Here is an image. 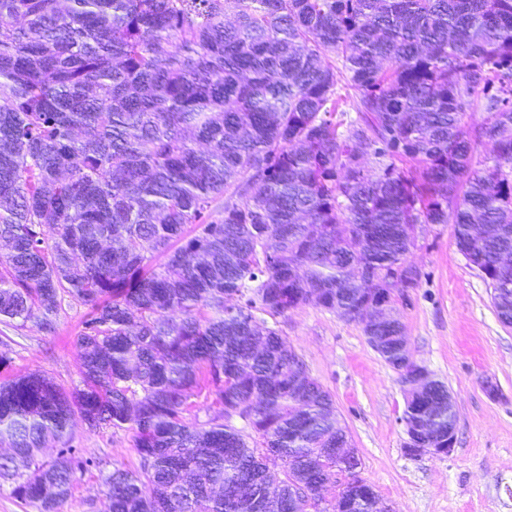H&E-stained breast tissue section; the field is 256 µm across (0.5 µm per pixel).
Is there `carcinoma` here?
Instances as JSON below:
<instances>
[{
	"label": "carcinoma",
	"mask_w": 512,
	"mask_h": 512,
	"mask_svg": "<svg viewBox=\"0 0 512 512\" xmlns=\"http://www.w3.org/2000/svg\"><path fill=\"white\" fill-rule=\"evenodd\" d=\"M412 224L455 225L511 326L512 0H0V321L88 308L79 385L0 380V493L62 512L85 462L41 448L79 415L141 459L103 478L110 512L376 494L336 483L320 449L351 441L266 317L361 324ZM204 392L219 409L191 421ZM402 421L447 432V387Z\"/></svg>",
	"instance_id": "1"
}]
</instances>
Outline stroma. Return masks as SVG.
Listing matches in <instances>:
<instances>
[{"label": "stroma", "mask_w": 512, "mask_h": 512, "mask_svg": "<svg viewBox=\"0 0 512 512\" xmlns=\"http://www.w3.org/2000/svg\"><path fill=\"white\" fill-rule=\"evenodd\" d=\"M454 225L429 224L408 257L421 273L400 305L412 359L452 394L456 443L450 454H409L401 421L405 396L393 368L361 327L313 305L271 324L286 336L312 378L332 395L338 419L362 461L361 475L391 512H512V326L503 325L490 292L455 246ZM86 307L65 300L55 335L0 322L10 374L37 372L68 389L79 381L76 338ZM499 388L489 396L484 380ZM69 443L86 461L63 512H108L102 478L114 466L139 469L130 433L90 429L74 420Z\"/></svg>", "instance_id": "obj_1"}]
</instances>
